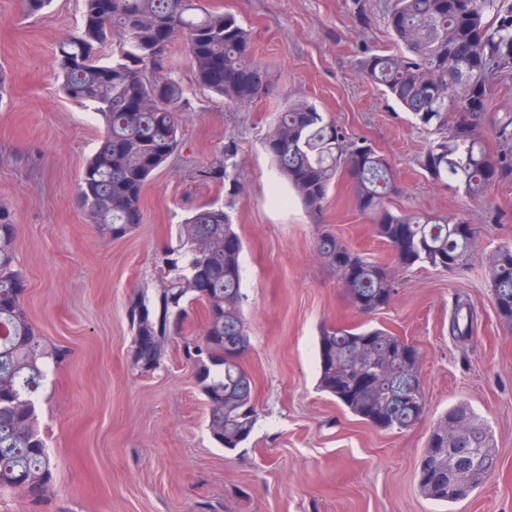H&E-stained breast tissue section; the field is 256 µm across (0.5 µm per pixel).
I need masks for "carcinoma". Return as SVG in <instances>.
<instances>
[{"label": "carcinoma", "mask_w": 512, "mask_h": 512, "mask_svg": "<svg viewBox=\"0 0 512 512\" xmlns=\"http://www.w3.org/2000/svg\"><path fill=\"white\" fill-rule=\"evenodd\" d=\"M84 0V24L60 47L62 89L93 108L105 124L84 165L78 199L90 223L122 238L142 221V192L150 177L181 146L178 108L184 88L171 76L168 54L184 40L195 83L213 97L248 104L273 91L268 73L253 58V37L232 13H213L196 0ZM395 51L367 48L363 77L382 89L415 126L430 136L422 166L433 180L481 197L512 178V114L495 123L502 149L492 153L480 135L496 73L512 67L509 0H393L387 14ZM112 54H102L106 45ZM306 208H323L339 173L354 182L358 209L395 255L389 267L353 251L324 231L317 252L349 302L364 313L386 308L396 272L416 266L453 271L476 251L478 234L464 241L459 218L399 214L386 206L396 190L386 159L365 140L350 138L336 121L307 101L280 113L264 139ZM237 148L199 170L204 180L238 187ZM17 225L12 206L0 203V490L49 497L56 463L39 413L48 374L69 357L33 325L24 304L25 275L15 258ZM176 246L162 257L165 278L127 310L133 332L132 366L161 369L168 346L181 342L192 362L207 407L215 444L234 451L251 437L258 418L254 382L243 366L250 349L242 310V241L230 215L207 207L177 227ZM487 278L499 318L512 324V244L487 261ZM207 311L201 336L178 335L194 303ZM474 312L459 297L449 322L456 339L473 332ZM418 347L382 327L329 326L318 343L319 386L353 415L385 431H406L426 407ZM465 417L469 428L448 436V420ZM421 462L430 473L421 493L456 503L478 490L498 459L489 426L467 405L448 409L434 424Z\"/></svg>", "instance_id": "obj_1"}]
</instances>
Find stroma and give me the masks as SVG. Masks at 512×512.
I'll return each mask as SVG.
<instances>
[{"instance_id": "stroma-1", "label": "stroma", "mask_w": 512, "mask_h": 512, "mask_svg": "<svg viewBox=\"0 0 512 512\" xmlns=\"http://www.w3.org/2000/svg\"><path fill=\"white\" fill-rule=\"evenodd\" d=\"M251 30L254 56L273 95L227 104L199 88L183 42L171 62L185 89L182 145L146 183L142 221L115 239L90 224L77 202L86 160L103 134L100 117L61 90L59 46L83 23V0H52L27 14L0 0V202L17 224L28 315L46 340L67 347L42 405L41 427L58 463L54 489L37 512H512V328L497 315L487 259L512 243V180L471 199L431 179L428 146L382 91L362 79L364 48L391 49L390 0H202ZM317 105L347 136L367 139L392 167V211L462 217L480 230L474 259L454 271L396 275L385 309L363 313L345 296L316 242L333 231L351 249L390 266L341 174L323 211L305 209L264 147L288 102ZM238 152L239 194L197 171L227 141ZM224 207L243 244L244 359L259 418L242 447H217L203 397L180 344L162 369L130 364L126 308L154 288L178 224L204 205ZM477 319L463 341L448 333L456 295ZM380 325L421 354L426 413L412 429L382 431L317 388L321 326ZM467 403L491 427L499 466L482 488L448 505L426 499L416 471L437 419Z\"/></svg>"}]
</instances>
